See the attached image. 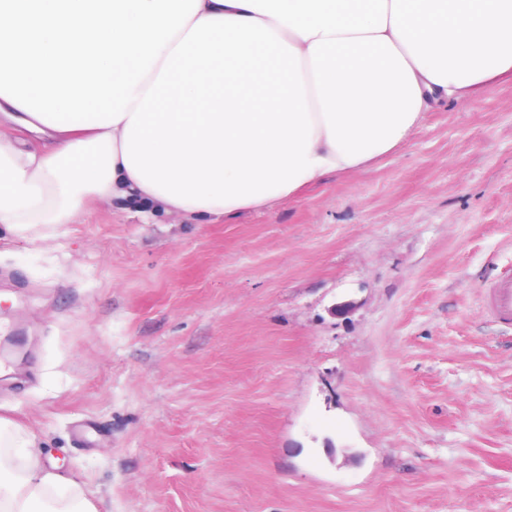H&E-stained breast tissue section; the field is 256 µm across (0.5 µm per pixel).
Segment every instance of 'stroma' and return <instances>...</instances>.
I'll return each instance as SVG.
<instances>
[{"instance_id":"obj_1","label":"stroma","mask_w":512,"mask_h":512,"mask_svg":"<svg viewBox=\"0 0 512 512\" xmlns=\"http://www.w3.org/2000/svg\"><path fill=\"white\" fill-rule=\"evenodd\" d=\"M512 80L224 221L0 231V417L99 512H512ZM491 315L500 321H512V279L503 278L484 287Z\"/></svg>"}]
</instances>
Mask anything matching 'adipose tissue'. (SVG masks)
<instances>
[{"label": "adipose tissue", "mask_w": 512, "mask_h": 512, "mask_svg": "<svg viewBox=\"0 0 512 512\" xmlns=\"http://www.w3.org/2000/svg\"><path fill=\"white\" fill-rule=\"evenodd\" d=\"M512 73V0H0V224L88 199L231 218L394 152ZM0 512H99L0 418Z\"/></svg>", "instance_id": "adipose-tissue-1"}]
</instances>
